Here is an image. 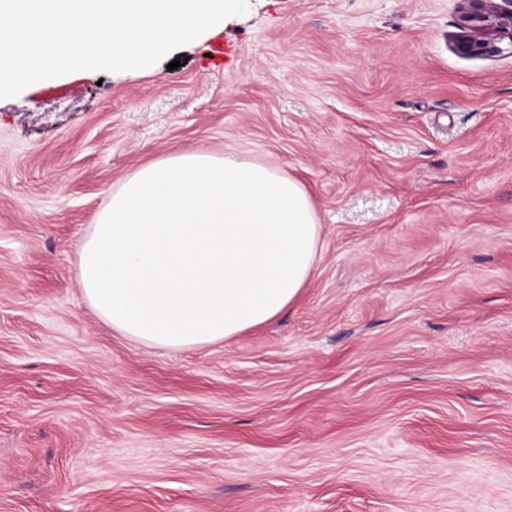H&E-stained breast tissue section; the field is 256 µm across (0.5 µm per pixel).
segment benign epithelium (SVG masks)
Listing matches in <instances>:
<instances>
[{
    "mask_svg": "<svg viewBox=\"0 0 512 512\" xmlns=\"http://www.w3.org/2000/svg\"><path fill=\"white\" fill-rule=\"evenodd\" d=\"M468 8L461 18L462 34L456 51L465 56H495L500 43L512 45V0H466Z\"/></svg>",
    "mask_w": 512,
    "mask_h": 512,
    "instance_id": "1",
    "label": "benign epithelium"
}]
</instances>
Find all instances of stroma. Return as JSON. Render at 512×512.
Returning <instances> with one entry per match:
<instances>
[{
	"label": "stroma",
	"instance_id": "obj_1",
	"mask_svg": "<svg viewBox=\"0 0 512 512\" xmlns=\"http://www.w3.org/2000/svg\"><path fill=\"white\" fill-rule=\"evenodd\" d=\"M249 2L0 99V512H512V50L455 52L465 0ZM228 148L310 191L307 288L211 346L112 331L98 212Z\"/></svg>",
	"mask_w": 512,
	"mask_h": 512
}]
</instances>
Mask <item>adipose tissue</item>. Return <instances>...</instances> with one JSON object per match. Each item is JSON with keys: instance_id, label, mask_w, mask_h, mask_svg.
I'll list each match as a JSON object with an SVG mask.
<instances>
[{"instance_id": "1", "label": "adipose tissue", "mask_w": 512, "mask_h": 512, "mask_svg": "<svg viewBox=\"0 0 512 512\" xmlns=\"http://www.w3.org/2000/svg\"><path fill=\"white\" fill-rule=\"evenodd\" d=\"M306 187L246 152L177 151L113 191L79 255V282L121 335L218 343L293 304L318 260Z\"/></svg>"}]
</instances>
